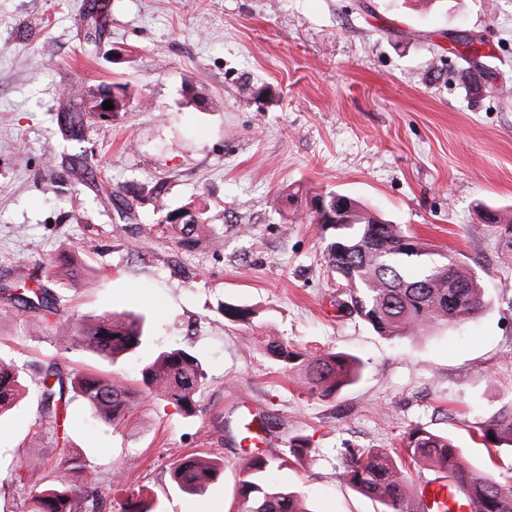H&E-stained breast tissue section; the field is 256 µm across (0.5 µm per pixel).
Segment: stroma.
<instances>
[{"mask_svg": "<svg viewBox=\"0 0 512 512\" xmlns=\"http://www.w3.org/2000/svg\"><path fill=\"white\" fill-rule=\"evenodd\" d=\"M103 3L108 29L88 59L86 16ZM458 34L480 42L494 79L469 70ZM112 82L128 84L129 109L69 139L68 90ZM286 190L293 204L279 202ZM328 190L472 269L484 309L392 340L339 313L344 283L316 225L298 219ZM190 200L208 226L183 249L160 221ZM490 209L512 220V0H0V287L74 253L80 275L60 268L48 283L62 304L86 322L141 313L151 335L141 355L110 365L20 311L0 319V357L23 364L29 384L55 364L130 385L144 358L181 346L208 373L191 417L137 397L106 427L72 402L69 448L88 473L38 471L21 488L13 463L57 455L34 438L39 401L26 394L0 420V512H22L25 490L87 480L103 512L126 482L159 512H229L247 409L277 447L308 446L273 479L309 512H381L342 482V458L402 452L412 425L512 478L511 446L473 441L512 415V233L486 223ZM223 303L254 308L253 323L225 319ZM262 336L353 354L361 377L334 398L310 396L300 371L262 353ZM193 454L224 462L201 495L169 478Z\"/></svg>", "mask_w": 512, "mask_h": 512, "instance_id": "stroma-1", "label": "stroma"}]
</instances>
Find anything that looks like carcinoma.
Instances as JSON below:
<instances>
[{"instance_id":"1","label":"carcinoma","mask_w":512,"mask_h":512,"mask_svg":"<svg viewBox=\"0 0 512 512\" xmlns=\"http://www.w3.org/2000/svg\"><path fill=\"white\" fill-rule=\"evenodd\" d=\"M94 106L69 111L68 131L78 138L85 116L93 117ZM179 244L190 246L195 234L203 231V212L192 203L179 208ZM318 224L326 241V262L345 282L347 301L339 310L365 321L386 338L417 336L437 328L455 327L484 308L483 295L475 273L465 267L448 265L449 258L435 260L420 239L400 224L374 215L355 200L342 224ZM36 286L1 289L8 309L31 311L48 325L68 348H79L101 360L115 364L146 345L148 338L140 318L133 314L105 312L86 324L61 308L40 276ZM220 312L235 322H249L254 311L239 305H222ZM260 349L288 369L301 354L286 339L260 342ZM139 384L131 388L112 376L66 374L57 366L47 367L35 382L40 406L39 438L52 437L61 444L52 463L29 458L19 468L34 473L87 471V466L70 456L68 450V406L79 399L93 411L102 425H116L125 416L130 398L152 397L174 404L187 416L197 410L196 397L207 380L201 360L191 351L172 346L140 364ZM358 378L357 360L344 352L327 351L303 361V383L308 393L334 398ZM27 391L22 368L0 360V413ZM484 441H508L512 445V417L479 428ZM413 466L456 477L464 485L463 498L474 504V512H512V486L500 484L462 462V449L445 433L419 425L402 435ZM305 446L257 448L248 453L249 468L237 487V512H304L298 496L288 487L270 481L269 474L286 462V455L302 457ZM396 461L385 450H351L344 457L341 479L357 492L383 505V512H409L406 483ZM222 473V465L209 456H193L176 464L170 476L184 493L201 494ZM144 488L132 490L120 503V512H156L155 503L143 497ZM27 512H97V499L84 486L51 485L25 499Z\"/></svg>"}]
</instances>
